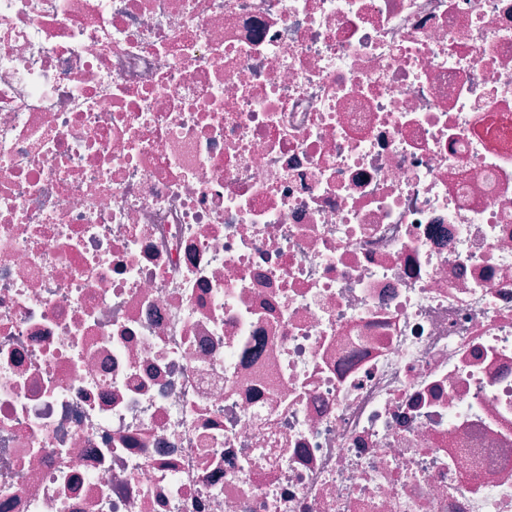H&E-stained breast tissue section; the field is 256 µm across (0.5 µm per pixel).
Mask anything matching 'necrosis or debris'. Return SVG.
I'll return each instance as SVG.
<instances>
[{
    "mask_svg": "<svg viewBox=\"0 0 512 512\" xmlns=\"http://www.w3.org/2000/svg\"><path fill=\"white\" fill-rule=\"evenodd\" d=\"M0 512H512V0H0Z\"/></svg>",
    "mask_w": 512,
    "mask_h": 512,
    "instance_id": "necrosis-or-debris-1",
    "label": "necrosis or debris"
}]
</instances>
